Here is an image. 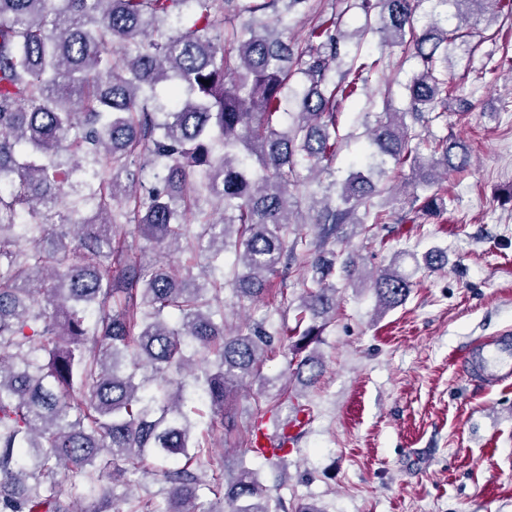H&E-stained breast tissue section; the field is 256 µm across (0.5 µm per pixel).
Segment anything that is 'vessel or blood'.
I'll list each match as a JSON object with an SVG mask.
<instances>
[{
	"mask_svg": "<svg viewBox=\"0 0 512 512\" xmlns=\"http://www.w3.org/2000/svg\"><path fill=\"white\" fill-rule=\"evenodd\" d=\"M459 371L467 379L486 385H500L512 380V335L481 339L474 342L462 356ZM308 421L307 415L300 414L290 420L278 423L272 432L260 440L261 447H274L281 437L296 441Z\"/></svg>",
	"mask_w": 512,
	"mask_h": 512,
	"instance_id": "b4317fda",
	"label": "vessel or blood"
}]
</instances>
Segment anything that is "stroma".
<instances>
[{"label": "stroma", "mask_w": 512, "mask_h": 512, "mask_svg": "<svg viewBox=\"0 0 512 512\" xmlns=\"http://www.w3.org/2000/svg\"><path fill=\"white\" fill-rule=\"evenodd\" d=\"M335 16L348 53L380 55L363 92L340 101L336 123L345 141L328 170L300 168L295 199L337 197L349 172L376 169L366 116L384 105L405 110L404 85L418 69L403 47L381 48L361 9L348 0H310L289 13L288 36L305 41L317 16ZM479 34L457 49L448 80L468 98L469 111L449 106L424 135L462 139L470 165L442 186L448 210L412 216L396 210L390 224L374 226L372 241L349 236L336 243V262L353 259L365 271L399 260L409 275L405 304L379 307L370 284L337 280L336 314L315 353L324 371L318 383L290 380L293 358L279 342L263 372L287 385L277 420L297 406L311 410L295 449L285 460L244 458L259 472L277 512L313 502L324 512H512V383L482 387L463 377L458 360L475 340L512 327V18L472 16ZM439 250V269L416 268L415 256ZM307 276L302 262H285L271 279L272 292L288 295L287 309L225 290L229 325L264 324L268 331L294 324ZM257 387L244 383L229 408L234 433L214 435V463H235L247 427L265 417Z\"/></svg>", "instance_id": "1"}]
</instances>
